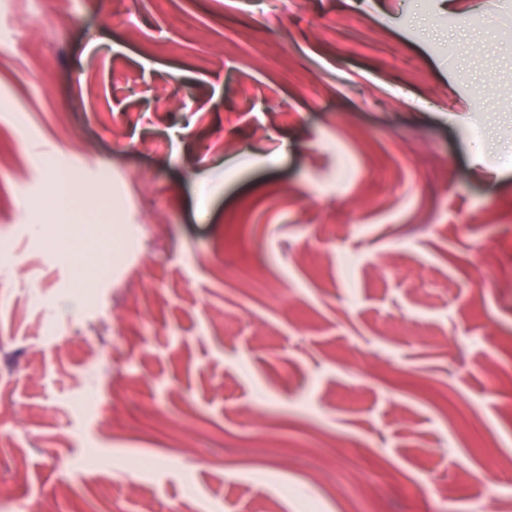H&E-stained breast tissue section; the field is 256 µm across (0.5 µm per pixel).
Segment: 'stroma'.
I'll list each match as a JSON object with an SVG mask.
<instances>
[{"instance_id": "obj_1", "label": "stroma", "mask_w": 512, "mask_h": 512, "mask_svg": "<svg viewBox=\"0 0 512 512\" xmlns=\"http://www.w3.org/2000/svg\"><path fill=\"white\" fill-rule=\"evenodd\" d=\"M24 8L0 512H512V0Z\"/></svg>"}]
</instances>
